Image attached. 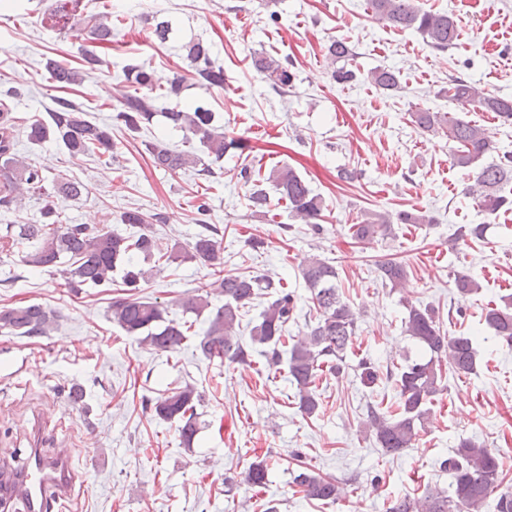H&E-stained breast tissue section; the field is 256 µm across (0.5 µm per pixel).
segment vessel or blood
Returning <instances> with one entry per match:
<instances>
[{
    "label": "vessel or blood",
    "instance_id": "vessel-or-blood-1",
    "mask_svg": "<svg viewBox=\"0 0 512 512\" xmlns=\"http://www.w3.org/2000/svg\"><path fill=\"white\" fill-rule=\"evenodd\" d=\"M75 482L67 454L48 457L36 445L21 467L0 470V507L18 503L24 512H50L69 498Z\"/></svg>",
    "mask_w": 512,
    "mask_h": 512
}]
</instances>
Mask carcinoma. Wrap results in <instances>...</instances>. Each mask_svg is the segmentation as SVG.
I'll return each mask as SVG.
<instances>
[{
  "instance_id": "obj_1",
  "label": "carcinoma",
  "mask_w": 512,
  "mask_h": 512,
  "mask_svg": "<svg viewBox=\"0 0 512 512\" xmlns=\"http://www.w3.org/2000/svg\"><path fill=\"white\" fill-rule=\"evenodd\" d=\"M83 0H48L43 18L48 27L60 32L77 34L89 30L93 43L98 47H112V11L87 14L81 9ZM372 17L401 30H411L422 36L425 44L437 51H446L456 45L458 28L453 17L440 12L423 11L413 0H368ZM186 58L193 67L196 84L210 90L224 88V69L212 59V47L200 38L190 39L182 45ZM354 52L345 42L334 40L327 48L330 63L335 65L331 77L344 84L357 78L355 71L347 68ZM253 68L279 92L293 86V64L286 58H276L258 53L252 58ZM49 79L60 88H67L81 81L80 71L64 59L49 58L45 63ZM125 79L134 87L114 108L113 120L127 130L136 132L153 123L156 116L163 117L173 128L180 130L199 143L198 151H182L165 143H151L146 147L156 168L175 175L188 167L198 169L201 175L213 176L212 165L221 161L231 150L244 149L242 140L228 137L214 126V114L203 105L183 108L176 104L158 112L156 101L162 97H180L183 78L176 76L168 82L165 92L153 95L157 87L155 76L136 64L124 69ZM367 79L383 91L398 88V72L377 68L368 73ZM448 100L457 105L475 107L493 112L503 122L512 123V99L498 96L485 88L461 78L448 81ZM416 125L427 131L441 132L451 144L453 165L470 169L474 183L470 194L477 204L490 214L511 204L500 194L501 186L512 181V155L503 154L491 161L483 158L493 150L480 126L458 118L450 112L428 109L413 113ZM15 117L10 112H0V208L9 212L23 204L28 195L64 196L79 200L89 194L87 184L72 179L57 180L46 186L42 170L20 158L16 150ZM28 139L34 143L47 140L60 142L73 159L96 154L112 155V137L108 127L85 119L84 112L73 102L59 98L49 121H35L29 126ZM240 178L249 185L248 201L252 210L266 212L270 193L287 202L293 217L305 224L320 219L323 202L309 184L291 166L283 165L273 171L269 185L254 179L250 171H240ZM160 220L155 214L130 209L120 214L119 221L138 231L124 235L112 230L90 228L85 224H67L52 202L40 211L35 224H7L0 232V253L11 252L19 246L28 251L23 262L34 268H50L69 263L66 285L80 288L85 285H103L112 281L114 270L124 267L123 284L129 290L147 281L150 271L137 262L163 254L166 262L179 259H198L212 266L220 259L222 242L211 234L196 238L192 252L182 253L176 247L162 251L150 225ZM433 224L431 214L417 209L401 210L391 216L372 213L350 227L351 237L359 243L389 235L391 224ZM486 225L462 224L454 232L452 241L466 245L484 237ZM381 281L393 288H403L408 280L406 267L389 260L378 266ZM302 279L311 294V302L319 313L316 325L303 338L292 343L287 350L288 374L295 385L298 408L306 417L314 416L319 402L314 392L315 382L323 368L340 371L358 330L357 317L351 305L339 291L336 266L314 256L301 269ZM218 286L224 291V304L210 310L206 297L198 294L184 301V308L197 316L209 312L208 328L196 348L208 358H228L232 361L246 359L245 351L236 336L240 309L258 295V291L274 287L267 278L260 276L219 274ZM455 285L461 295L478 292L480 284L470 275L456 277ZM296 308L294 294L283 289L276 293L260 313L250 330L251 341L264 345L268 365L280 361V348L286 346V325ZM404 332L424 351L425 356L406 362L394 373L395 404L386 408L371 405L367 409L365 426L375 438L379 448L387 455H399L414 446L419 427L430 412L433 397L441 391L442 369L461 375L473 373L477 365L476 351L469 336H450L441 331L435 312L429 306L405 302ZM111 319L127 335L140 338L157 351L177 352L187 341L183 325L166 318V308L157 301L131 295L112 301ZM482 324L494 335L512 344V294L501 298V304L484 309ZM55 324V316L39 304L24 307L0 308V328L12 334L44 336ZM199 395L194 388L185 386L171 391L156 400L155 414L162 420L177 423L182 444L193 445L199 431L197 404ZM451 482L448 489L428 488L418 498L399 497L389 503L387 512H512V491L500 489L498 462L490 449L470 439H461L453 454L443 461ZM268 466L260 461L252 464L245 473V482L254 488L267 483ZM294 483L308 499L336 501L340 494L338 481L331 476L301 472Z\"/></svg>"
}]
</instances>
